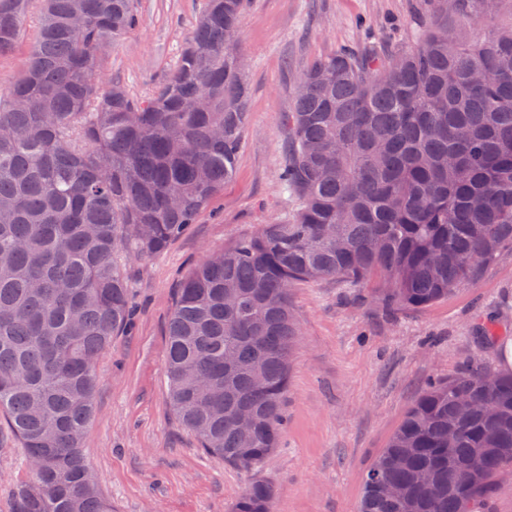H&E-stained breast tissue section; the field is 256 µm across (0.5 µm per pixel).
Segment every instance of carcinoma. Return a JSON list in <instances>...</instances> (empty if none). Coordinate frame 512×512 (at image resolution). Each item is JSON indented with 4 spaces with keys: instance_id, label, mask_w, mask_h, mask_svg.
<instances>
[{
    "instance_id": "cac0c4a2",
    "label": "carcinoma",
    "mask_w": 512,
    "mask_h": 512,
    "mask_svg": "<svg viewBox=\"0 0 512 512\" xmlns=\"http://www.w3.org/2000/svg\"><path fill=\"white\" fill-rule=\"evenodd\" d=\"M381 60L339 50L303 74L281 190L296 210L208 254L175 289L170 401L200 449L258 467L284 428L294 285L379 279L422 308L475 284L512 247V22L505 0H437ZM244 0H205L168 79L137 98L105 78L136 0H0V55L35 21L0 89V418L31 469L15 512H112L81 453L95 363L126 325L125 254L162 253L235 172L249 87ZM480 364L434 381L366 472L360 512H489L512 465V375ZM398 490L391 496L382 490ZM249 484L232 512H270ZM35 34L34 27H27L24 40L11 53L0 57V85L6 86L14 81L23 71L28 56V49Z\"/></svg>"
}]
</instances>
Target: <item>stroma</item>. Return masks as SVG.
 Segmentation results:
<instances>
[{"label": "stroma", "instance_id": "1", "mask_svg": "<svg viewBox=\"0 0 512 512\" xmlns=\"http://www.w3.org/2000/svg\"><path fill=\"white\" fill-rule=\"evenodd\" d=\"M204 0H137L138 28L107 53L114 81L145 97L175 67ZM435 0H246L239 47L250 87L236 174L160 255L126 263L132 328L97 360L95 414L82 453L112 512H231L252 481L272 484L271 512H359L365 472L428 385L470 361L499 369L483 324L512 341V250L480 280L421 309L390 308L375 280L299 283L291 301L302 336L290 360L280 448L242 471L203 453L169 403L167 327L173 290L208 252L292 213L279 187L284 121L304 70L339 49L388 55ZM31 473L0 427V512H14Z\"/></svg>", "mask_w": 512, "mask_h": 512}]
</instances>
